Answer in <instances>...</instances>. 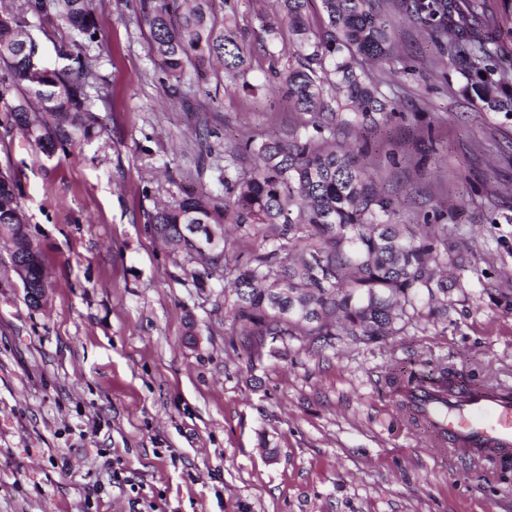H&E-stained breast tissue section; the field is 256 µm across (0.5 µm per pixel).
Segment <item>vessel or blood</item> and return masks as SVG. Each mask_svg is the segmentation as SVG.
Segmentation results:
<instances>
[{"label":"vessel or blood","mask_w":512,"mask_h":512,"mask_svg":"<svg viewBox=\"0 0 512 512\" xmlns=\"http://www.w3.org/2000/svg\"><path fill=\"white\" fill-rule=\"evenodd\" d=\"M402 396L411 415L442 444L496 466L512 464V390L476 389L452 378L442 393L434 380L422 377Z\"/></svg>","instance_id":"vessel-or-blood-1"}]
</instances>
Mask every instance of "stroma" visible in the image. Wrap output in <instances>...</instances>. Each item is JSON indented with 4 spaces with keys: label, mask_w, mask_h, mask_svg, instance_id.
Instances as JSON below:
<instances>
[{
    "label": "stroma",
    "mask_w": 512,
    "mask_h": 512,
    "mask_svg": "<svg viewBox=\"0 0 512 512\" xmlns=\"http://www.w3.org/2000/svg\"><path fill=\"white\" fill-rule=\"evenodd\" d=\"M139 0H95L100 137L45 156L0 95L12 175L51 286L31 307L0 243V512H512V470L440 453L393 401L404 371L512 385V118L461 92L404 14L387 124L361 131L403 219L444 214L457 287L374 341L295 339L247 353L224 316L230 277L197 287L147 215L182 189L218 191L224 153L306 118L270 92L292 53L274 0H213L250 50L244 71L170 88ZM212 137L200 141L203 129ZM207 272V271H206Z\"/></svg>",
    "instance_id": "1"
}]
</instances>
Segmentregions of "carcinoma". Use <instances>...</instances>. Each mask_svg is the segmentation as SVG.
I'll list each match as a JSON object with an SVG mask.
<instances>
[{"mask_svg":"<svg viewBox=\"0 0 512 512\" xmlns=\"http://www.w3.org/2000/svg\"><path fill=\"white\" fill-rule=\"evenodd\" d=\"M276 2L296 51L287 69L274 72L272 87L311 116L314 133L241 141L225 160L222 191L186 193L155 207L147 222L172 251L190 260L203 254L211 267L235 271L224 317L240 326L249 350L267 338L374 340L419 317L423 298L448 297V277L438 273L444 261L440 216L422 224L402 221L394 199L380 193L359 164L367 142L351 149L336 142L345 124L376 125L395 113L385 83L358 62L390 67L398 61L393 19L381 0H320L322 27L315 34L309 0ZM396 6L448 52L464 92L512 117V70L503 65L500 43L512 0H396ZM139 12L151 53L172 86L215 71L216 63L229 76L244 69L237 24L218 19L212 0H140ZM32 22L65 30L56 46L62 66L31 69L25 27ZM98 37L94 0H19L0 11V64L6 88L17 93L10 121L49 156L101 131L97 102L105 87H93L90 55ZM244 153L259 160L247 178L235 173ZM25 223L17 183L1 172L0 239L12 246L11 262L27 265L32 287L42 288L48 284L45 259ZM226 224L245 235L265 224L282 244L264 241L242 263L224 236ZM212 229L219 237L204 254L196 243ZM285 248L287 260L280 256Z\"/></svg>","mask_w":512,"mask_h":512,"instance_id":"1","label":"carcinoma"}]
</instances>
